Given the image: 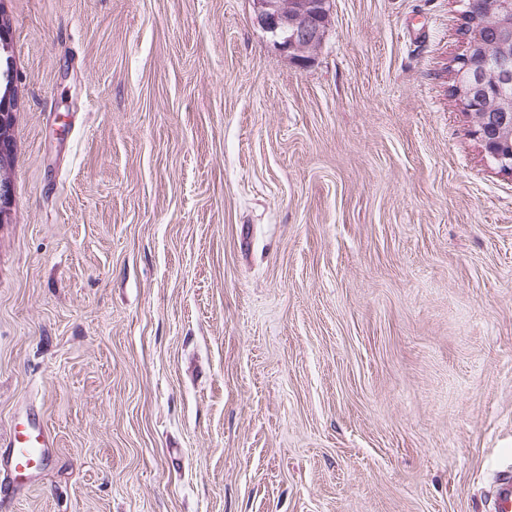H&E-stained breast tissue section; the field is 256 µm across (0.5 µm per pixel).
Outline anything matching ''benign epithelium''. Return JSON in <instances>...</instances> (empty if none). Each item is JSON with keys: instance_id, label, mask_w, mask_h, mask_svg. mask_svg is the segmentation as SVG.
Returning <instances> with one entry per match:
<instances>
[{"instance_id": "obj_1", "label": "benign epithelium", "mask_w": 512, "mask_h": 512, "mask_svg": "<svg viewBox=\"0 0 512 512\" xmlns=\"http://www.w3.org/2000/svg\"><path fill=\"white\" fill-rule=\"evenodd\" d=\"M255 23L269 36L275 48L303 64L328 31L332 0H251ZM501 16L512 31V0H466L463 52L455 61L451 91L461 107L473 111L488 85L512 70V36L498 46L484 42L482 20ZM6 87L0 96V172L12 158L10 129L14 107L13 73L0 74ZM484 154L500 172L512 175V125L501 126L490 138L485 128L475 130Z\"/></svg>"}]
</instances>
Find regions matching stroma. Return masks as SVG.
<instances>
[{"label":"stroma","mask_w":512,"mask_h":512,"mask_svg":"<svg viewBox=\"0 0 512 512\" xmlns=\"http://www.w3.org/2000/svg\"><path fill=\"white\" fill-rule=\"evenodd\" d=\"M464 0H0V512H489L512 467V177L449 97ZM255 23L275 48L305 63L328 31L332 0H251ZM9 70L1 72L2 79L6 87L5 92L0 97V172L9 167L12 158V140L10 129L12 125V112L14 111V87L11 61L9 59ZM1 445H6L9 451V485L16 489L26 485L23 478L34 475L48 460L54 441L49 431L36 420L25 423L13 419L6 437H0Z\"/></svg>","instance_id":"35a3bbf8"}]
</instances>
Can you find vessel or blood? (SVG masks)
Segmentation results:
<instances>
[{"mask_svg": "<svg viewBox=\"0 0 512 512\" xmlns=\"http://www.w3.org/2000/svg\"><path fill=\"white\" fill-rule=\"evenodd\" d=\"M8 449L9 484L20 488L27 477L34 475L51 454L54 441L49 431L39 422L12 420L6 437H0V446ZM493 512H512V472L500 475L494 499Z\"/></svg>", "mask_w": 512, "mask_h": 512, "instance_id": "1", "label": "vessel or blood"}]
</instances>
